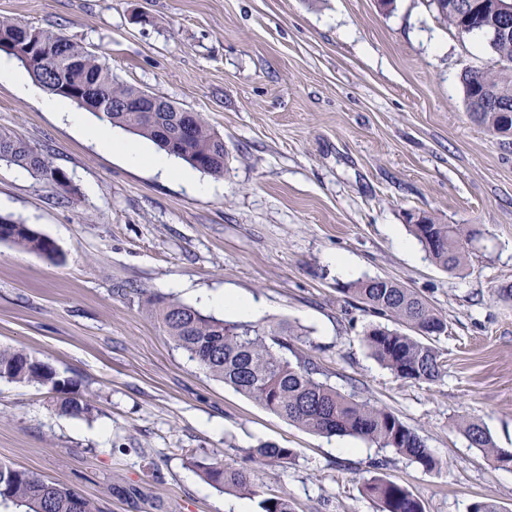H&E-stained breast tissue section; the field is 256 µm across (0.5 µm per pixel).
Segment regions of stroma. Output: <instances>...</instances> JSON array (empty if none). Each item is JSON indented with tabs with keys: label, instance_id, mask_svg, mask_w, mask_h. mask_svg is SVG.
Returning a JSON list of instances; mask_svg holds the SVG:
<instances>
[{
	"label": "stroma",
	"instance_id": "obj_1",
	"mask_svg": "<svg viewBox=\"0 0 512 512\" xmlns=\"http://www.w3.org/2000/svg\"><path fill=\"white\" fill-rule=\"evenodd\" d=\"M61 33L113 77L199 112L224 139V174L201 195L129 165L36 101L0 85V130L66 173L62 190L0 162V215L53 240L57 259L0 242V347L71 380L86 416L37 384L0 379V463L97 498L105 512H235L239 496L188 460L248 466L263 442L294 449L258 469L295 512H377L381 475L423 512H512V468L472 448L460 418L512 448V145L473 123L461 75L498 67L479 35L440 23L427 0H0V18ZM480 235L463 271L436 266L406 211ZM344 258L340 274L335 258ZM394 279L448 329L434 382L397 378L361 340L380 317L343 286ZM180 281L171 290L170 281ZM171 293L256 303L251 320L295 326V350L329 382L393 412L440 466H372L377 448L299 428L211 376L144 306Z\"/></svg>",
	"mask_w": 512,
	"mask_h": 512
}]
</instances>
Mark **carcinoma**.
Masks as SVG:
<instances>
[{
    "instance_id": "carcinoma-1",
    "label": "carcinoma",
    "mask_w": 512,
    "mask_h": 512,
    "mask_svg": "<svg viewBox=\"0 0 512 512\" xmlns=\"http://www.w3.org/2000/svg\"><path fill=\"white\" fill-rule=\"evenodd\" d=\"M437 19L458 33L486 34L497 19L488 10L468 20L460 18L456 0H429ZM0 43L9 55L30 50L39 55L32 76L51 93L66 99L86 92L82 107L102 113L114 127L151 141L195 169L224 175L227 152L224 139L197 112H187L159 97L155 112H132L115 104L134 102L143 91L112 77V70L98 62L83 47L62 34L0 19ZM500 66L481 76L465 71L462 84L469 115L488 132L502 137V113H512V34L488 40ZM0 160L26 169L62 188L69 183L55 177L56 167L25 139L0 131ZM422 224H407L433 262L448 272L460 271L468 259L469 245L479 230L472 224H438L423 216ZM0 241L52 258L56 244L28 224L0 216ZM344 293L355 297L364 309L384 317L395 327L373 326L362 340L371 354L403 380L434 381L441 376V353L421 337L441 335L446 320L423 297L402 283L382 278L352 282ZM151 314L161 322L176 347L213 377L236 392L287 419L292 424L326 437L349 436L389 451L396 460L415 463L427 471L439 462L420 435L392 412L354 395H344L328 383L327 376L306 355L291 348L278 329L252 322H230L160 294L146 300ZM0 379L17 383L52 382L48 364L21 351L0 348ZM69 382L60 381L57 408L72 416L87 415L90 405L67 392ZM460 427L470 445L494 462L512 465V448L496 446L488 430L473 420ZM256 466L287 464L295 458L291 448L261 444L247 452ZM203 477L224 493L257 500L258 512H293L288 497H266L255 471L238 468L220 457L191 458ZM365 493L378 503L379 512H423L420 501L406 487L382 477L365 485ZM0 502L19 512H104L100 502L33 473L0 464Z\"/></svg>"
}]
</instances>
